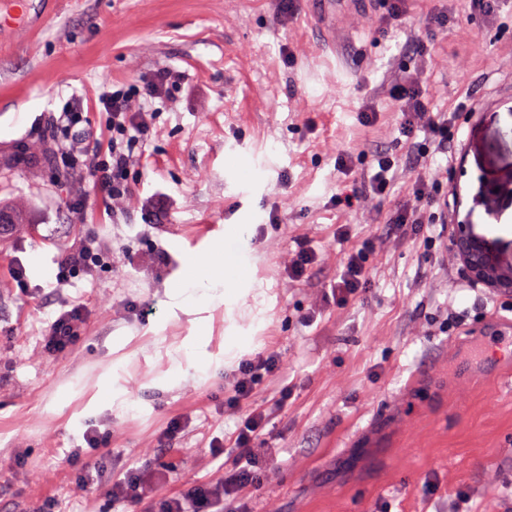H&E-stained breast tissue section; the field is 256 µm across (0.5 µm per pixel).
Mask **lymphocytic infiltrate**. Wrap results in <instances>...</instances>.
Here are the masks:
<instances>
[{
  "label": "lymphocytic infiltrate",
  "mask_w": 512,
  "mask_h": 512,
  "mask_svg": "<svg viewBox=\"0 0 512 512\" xmlns=\"http://www.w3.org/2000/svg\"><path fill=\"white\" fill-rule=\"evenodd\" d=\"M182 78L181 71L163 66L133 86L106 83L99 98V115L106 134L102 140L96 137L77 102L65 103L61 111L44 117L40 135L54 144L58 167L74 171L88 183L113 216L123 213L126 200L134 193L133 174L152 138L159 109L168 102L171 87ZM425 86L424 72L418 69L395 80L391 87V96L402 114L401 136L407 143L416 144L417 132L422 129L427 142L416 145L417 171L406 181V204L389 214L387 221L433 229L449 223L464 200L462 187L448 184L449 169L464 164L468 158L462 149L449 145L456 124L455 114L467 113L479 123L484 119L486 104L468 92L458 102L455 112L435 113ZM103 259V252L93 243L70 247L57 264L55 280L57 284H65L81 272L98 267ZM367 285L363 252L357 249L348 254L332 292L337 304L343 305ZM85 311L83 301L69 299L63 303L43 338L47 355L69 351L80 342ZM280 372L277 354L270 353L241 360L237 368L225 375V402L229 408H242L243 413L235 431L227 438L232 462L224 470L223 484L194 485L179 496L161 500L156 512H223L225 500L255 487L260 460L257 445L264 436L271 407L255 402L254 393L260 381H271L270 397L275 406H282L288 398V387L282 384Z\"/></svg>",
  "instance_id": "1"
}]
</instances>
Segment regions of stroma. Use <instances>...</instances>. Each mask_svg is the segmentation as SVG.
<instances>
[{
  "instance_id": "1",
  "label": "stroma",
  "mask_w": 512,
  "mask_h": 512,
  "mask_svg": "<svg viewBox=\"0 0 512 512\" xmlns=\"http://www.w3.org/2000/svg\"><path fill=\"white\" fill-rule=\"evenodd\" d=\"M28 4L30 32H0V203L20 219L0 246V512H122L112 473L144 462L165 473L151 502L222 481L210 443L234 426L224 375L272 350L291 392L266 427L270 460L243 512H507L512 392L493 380L462 385L468 356L448 345L489 315L512 318V295L455 287L421 235L386 223L405 184L352 209L331 198L346 189L338 153L358 169L379 150L406 154L380 84L388 64L416 66L410 36L436 52V108L468 91L494 103L449 182L511 174L512 84L492 74L512 59V20L460 11L448 31H428L444 0H409L410 28L386 33L375 0L335 54L308 0L288 15L277 0ZM161 65L189 86L172 90L122 216L93 200L72 213L79 190L58 184L52 166L15 165L14 147L39 143L46 113L76 99L98 122L105 83L133 84ZM368 101L378 114L370 127L358 115ZM273 211L288 225L269 223ZM467 221L512 250V199L477 202ZM90 237L134 255L114 254L58 288L56 262ZM300 240L319 260L296 290L284 268ZM359 247L368 287L325 304L323 287ZM183 250L245 257L247 279L186 290L175 261ZM66 295L86 304L85 336L49 357L42 338ZM179 417L183 433L166 440ZM88 429L104 433L109 456L84 486L71 452Z\"/></svg>"
}]
</instances>
